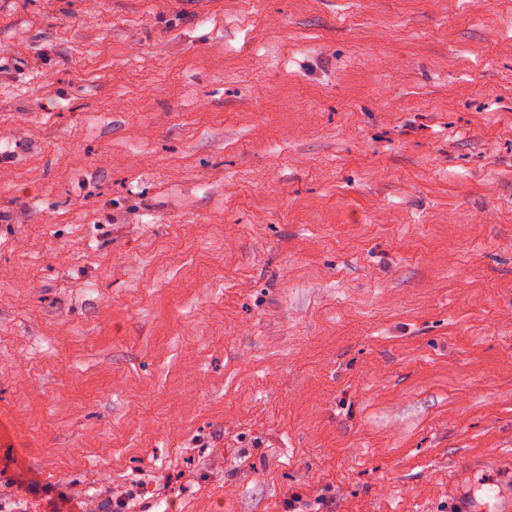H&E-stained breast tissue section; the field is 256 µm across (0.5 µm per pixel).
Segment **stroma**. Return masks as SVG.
<instances>
[{
    "mask_svg": "<svg viewBox=\"0 0 512 512\" xmlns=\"http://www.w3.org/2000/svg\"><path fill=\"white\" fill-rule=\"evenodd\" d=\"M512 0H0V512H512Z\"/></svg>",
    "mask_w": 512,
    "mask_h": 512,
    "instance_id": "stroma-1",
    "label": "stroma"
}]
</instances>
